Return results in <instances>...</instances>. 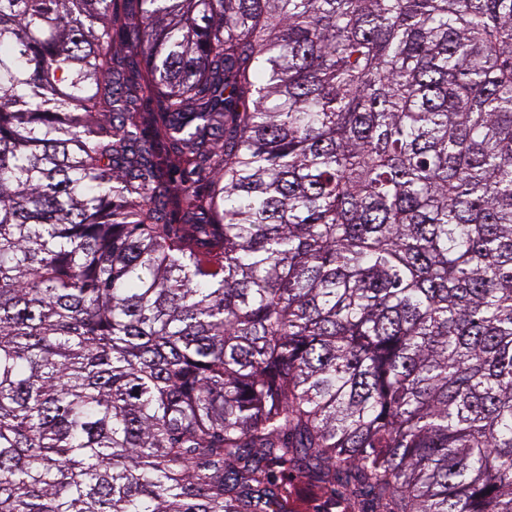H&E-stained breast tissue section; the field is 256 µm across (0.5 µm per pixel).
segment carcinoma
I'll return each instance as SVG.
<instances>
[{"instance_id":"obj_1","label":"carcinoma","mask_w":512,"mask_h":512,"mask_svg":"<svg viewBox=\"0 0 512 512\" xmlns=\"http://www.w3.org/2000/svg\"><path fill=\"white\" fill-rule=\"evenodd\" d=\"M114 2L0 0V512H512V0Z\"/></svg>"}]
</instances>
